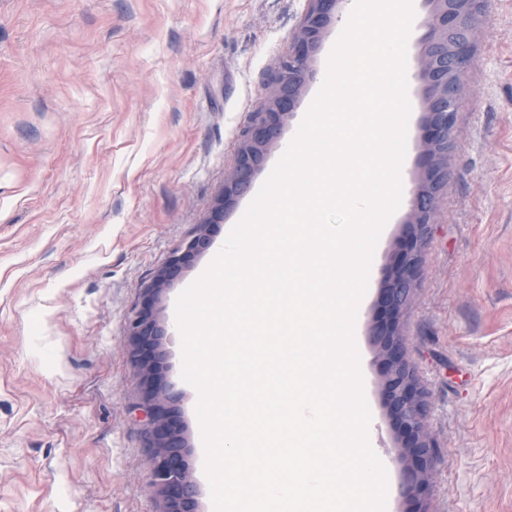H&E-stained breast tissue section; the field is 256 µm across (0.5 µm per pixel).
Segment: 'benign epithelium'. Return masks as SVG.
I'll list each match as a JSON object with an SVG mask.
<instances>
[{
    "mask_svg": "<svg viewBox=\"0 0 512 512\" xmlns=\"http://www.w3.org/2000/svg\"><path fill=\"white\" fill-rule=\"evenodd\" d=\"M344 3L308 0L299 29L283 57L273 93L238 148L210 221L171 252L129 319L130 357L145 384V393L134 409L141 414L148 439L150 485L162 496L168 512H199L200 491L192 465L193 451L183 437L178 397L168 380L167 353L162 350L172 336V328L159 319L157 304L164 287L198 254L212 247L211 227L220 223L224 211L250 191L255 175L265 165L268 147L281 138L283 118L293 112L309 81L310 62L322 36L339 18ZM424 4L429 11L419 55L424 101L419 172L414 178L408 227L379 289L377 315L369 330V340L378 353L384 406L399 442L397 463L403 475V493L414 502L434 479L435 445L425 423L426 395L399 324L415 299L428 228L448 175L454 129L464 98V77L479 37L484 0H424Z\"/></svg>",
    "mask_w": 512,
    "mask_h": 512,
    "instance_id": "benign-epithelium-1",
    "label": "benign epithelium"
}]
</instances>
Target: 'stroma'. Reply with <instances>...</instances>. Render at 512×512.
I'll list each match as a JSON object with an SVG mask.
<instances>
[{
	"mask_svg": "<svg viewBox=\"0 0 512 512\" xmlns=\"http://www.w3.org/2000/svg\"><path fill=\"white\" fill-rule=\"evenodd\" d=\"M307 5L0 0V512H163L130 412L142 385L128 319L171 250L208 221ZM413 9L407 192L427 7ZM481 28L417 297L400 321L436 450L423 512H512V0H486ZM342 30L324 32L253 190L294 139ZM408 209L381 232L355 322L385 512L415 504L402 494L368 330ZM167 349L198 449L180 337Z\"/></svg>",
	"mask_w": 512,
	"mask_h": 512,
	"instance_id": "35a3bbf8",
	"label": "stroma"
}]
</instances>
